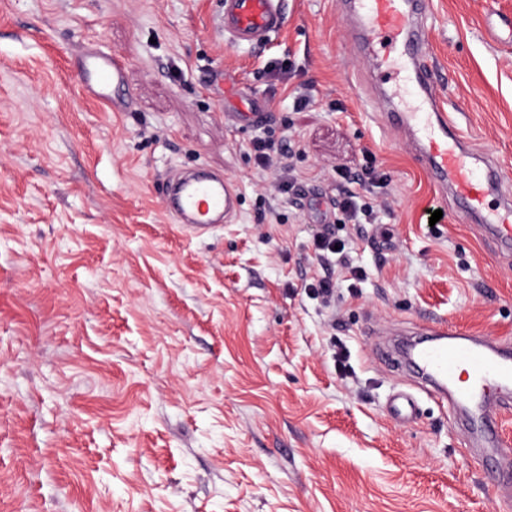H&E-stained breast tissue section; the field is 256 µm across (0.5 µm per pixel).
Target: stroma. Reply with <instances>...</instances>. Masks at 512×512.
I'll use <instances>...</instances> for the list:
<instances>
[{
    "label": "stroma",
    "instance_id": "stroma-1",
    "mask_svg": "<svg viewBox=\"0 0 512 512\" xmlns=\"http://www.w3.org/2000/svg\"><path fill=\"white\" fill-rule=\"evenodd\" d=\"M219 13L0 0V512H502L457 412L380 352L436 321L512 343V261L390 127L336 0H288L261 49L226 45ZM510 19L512 0H432L426 61L512 177ZM90 47L125 58L131 111L82 95ZM245 94L299 140L306 190L335 198L349 171L377 223L280 194L254 127L227 117ZM372 166L384 181L358 184ZM198 168L236 180L241 210L180 233L156 185ZM329 224L349 263L326 307L305 287ZM401 389L419 395L406 421L388 413Z\"/></svg>",
    "mask_w": 512,
    "mask_h": 512
}]
</instances>
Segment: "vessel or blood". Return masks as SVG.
Instances as JSON below:
<instances>
[{
	"label": "vessel or blood",
	"instance_id": "b4317fda",
	"mask_svg": "<svg viewBox=\"0 0 512 512\" xmlns=\"http://www.w3.org/2000/svg\"><path fill=\"white\" fill-rule=\"evenodd\" d=\"M350 14L354 48L370 49L379 84L397 101L393 125L417 129V143L432 184L449 190L479 216L483 228L512 241V191L499 174L497 161L476 151L449 117L434 90V76L425 63L430 0H338ZM288 0H223L220 26L226 44L256 49L284 29ZM88 96L114 112L129 111L131 95L124 87L125 61L115 53L91 50L77 66ZM499 192L500 201L488 197ZM161 196L177 229L197 233L231 221L241 207V192L227 176H188L165 183ZM414 360L425 370L433 390L466 405L473 422L489 425L485 401L489 389L512 387V355L470 337L415 348Z\"/></svg>",
	"mask_w": 512,
	"mask_h": 512
}]
</instances>
